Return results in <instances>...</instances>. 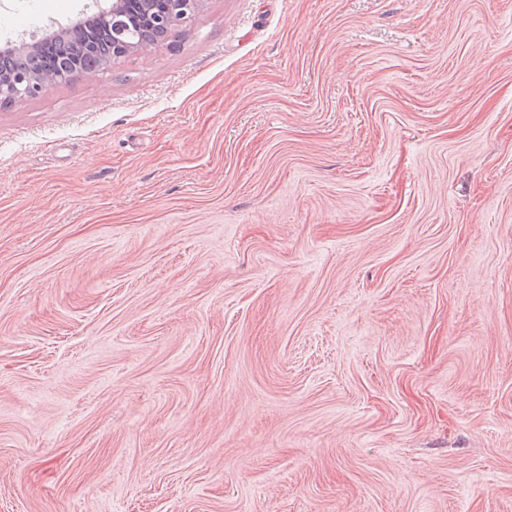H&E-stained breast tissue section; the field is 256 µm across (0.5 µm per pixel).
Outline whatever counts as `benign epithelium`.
<instances>
[{
	"mask_svg": "<svg viewBox=\"0 0 512 512\" xmlns=\"http://www.w3.org/2000/svg\"><path fill=\"white\" fill-rule=\"evenodd\" d=\"M203 0H139L140 10L128 13V0H112V4L95 14L97 26L110 29L115 37L108 62L144 52L148 46L162 41L171 31L189 19ZM57 50L61 57L94 54L96 43L85 39L79 28L72 25L57 33ZM38 42L15 49L23 57L24 71L20 74L0 71V103H12L37 94L48 84H74L87 72L78 65L46 69L37 51Z\"/></svg>",
	"mask_w": 512,
	"mask_h": 512,
	"instance_id": "obj_1",
	"label": "benign epithelium"
}]
</instances>
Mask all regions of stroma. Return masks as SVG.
Returning <instances> with one entry per match:
<instances>
[{"label": "stroma", "mask_w": 512, "mask_h": 512, "mask_svg": "<svg viewBox=\"0 0 512 512\" xmlns=\"http://www.w3.org/2000/svg\"><path fill=\"white\" fill-rule=\"evenodd\" d=\"M0 512H512V0H204L0 107Z\"/></svg>", "instance_id": "35a3bbf8"}]
</instances>
